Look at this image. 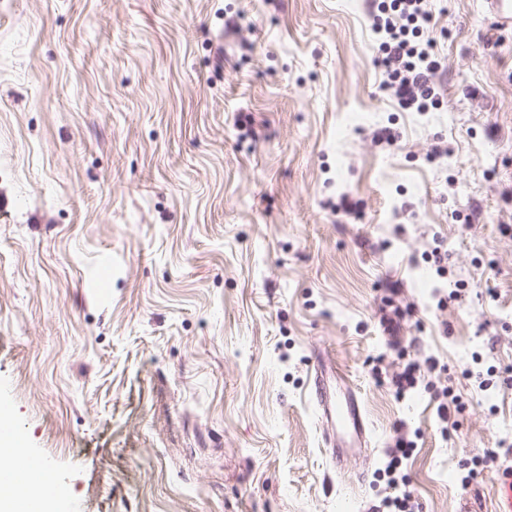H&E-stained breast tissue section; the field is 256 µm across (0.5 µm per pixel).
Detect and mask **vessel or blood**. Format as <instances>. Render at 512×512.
<instances>
[{"label": "vessel or blood", "mask_w": 512, "mask_h": 512, "mask_svg": "<svg viewBox=\"0 0 512 512\" xmlns=\"http://www.w3.org/2000/svg\"><path fill=\"white\" fill-rule=\"evenodd\" d=\"M312 399L324 419V435L329 445L341 447L344 439H352L358 447H366L368 424L355 392L347 385L329 386L322 365H315Z\"/></svg>", "instance_id": "vessel-or-blood-1"}]
</instances>
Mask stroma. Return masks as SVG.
<instances>
[{"label":"stroma","instance_id":"stroma-1","mask_svg":"<svg viewBox=\"0 0 512 512\" xmlns=\"http://www.w3.org/2000/svg\"><path fill=\"white\" fill-rule=\"evenodd\" d=\"M428 7L422 116L379 89L366 0H0V413L51 464L39 512H374L403 426L420 512H499L512 385L474 375L512 366V31ZM387 302L441 364L404 399ZM320 360L371 431L338 463ZM438 396L442 399L437 408V415L441 422L448 426V420L451 418V414L453 413L455 416L462 413L464 406L458 396H455L449 387L443 388Z\"/></svg>","mask_w":512,"mask_h":512}]
</instances>
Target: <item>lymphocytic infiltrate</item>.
<instances>
[{
  "label": "lymphocytic infiltrate",
  "instance_id": "f902f5d3",
  "mask_svg": "<svg viewBox=\"0 0 512 512\" xmlns=\"http://www.w3.org/2000/svg\"><path fill=\"white\" fill-rule=\"evenodd\" d=\"M367 15L378 39L381 91L406 110L424 114L439 109L442 62L433 40L424 36L432 23L426 0H372ZM413 446V441L398 438L394 448L387 451L383 467L377 470V477L385 480L388 490L380 512H418L407 473Z\"/></svg>",
  "mask_w": 512,
  "mask_h": 512
}]
</instances>
